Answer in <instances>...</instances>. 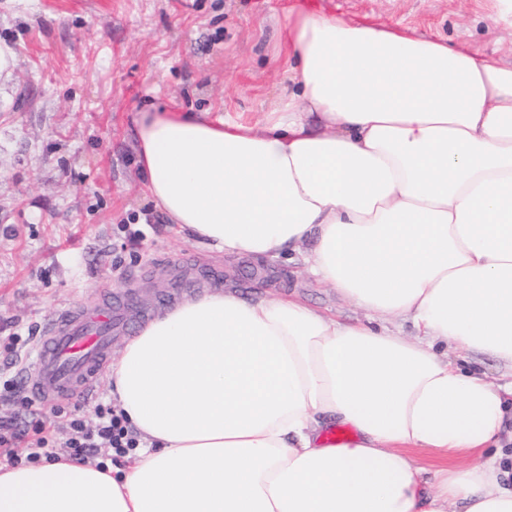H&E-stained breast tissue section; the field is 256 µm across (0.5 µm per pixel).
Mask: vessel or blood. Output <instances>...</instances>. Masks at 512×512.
Listing matches in <instances>:
<instances>
[{"mask_svg":"<svg viewBox=\"0 0 512 512\" xmlns=\"http://www.w3.org/2000/svg\"><path fill=\"white\" fill-rule=\"evenodd\" d=\"M127 329L125 301L105 293L92 310L71 307L40 337L26 380L33 397L50 406L89 394L112 356V345Z\"/></svg>","mask_w":512,"mask_h":512,"instance_id":"obj_1","label":"vessel or blood"}]
</instances>
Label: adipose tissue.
<instances>
[{
	"label": "adipose tissue",
	"mask_w": 512,
	"mask_h": 512,
	"mask_svg": "<svg viewBox=\"0 0 512 512\" xmlns=\"http://www.w3.org/2000/svg\"><path fill=\"white\" fill-rule=\"evenodd\" d=\"M284 29L275 108L150 107L136 163L179 233L287 258L364 317L184 299L112 362L124 466L0 468V512H512V381L446 352L512 369V67L323 13ZM338 426L354 437L326 444ZM460 366L463 368H477L484 371L489 381L499 383L505 369L494 359L483 355L471 356L468 360H460Z\"/></svg>",
	"instance_id": "ef3b65f1"
}]
</instances>
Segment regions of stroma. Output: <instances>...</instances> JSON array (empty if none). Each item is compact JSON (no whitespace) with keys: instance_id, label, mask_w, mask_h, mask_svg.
<instances>
[{"instance_id":"stroma-1","label":"stroma","mask_w":512,"mask_h":512,"mask_svg":"<svg viewBox=\"0 0 512 512\" xmlns=\"http://www.w3.org/2000/svg\"><path fill=\"white\" fill-rule=\"evenodd\" d=\"M298 11L512 64L498 0H0V41L17 55L0 80V336H41L106 290L135 310L214 286L361 317L284 260L228 259L182 237L135 163V119L150 105L245 119L273 108L287 89L277 24Z\"/></svg>"}]
</instances>
